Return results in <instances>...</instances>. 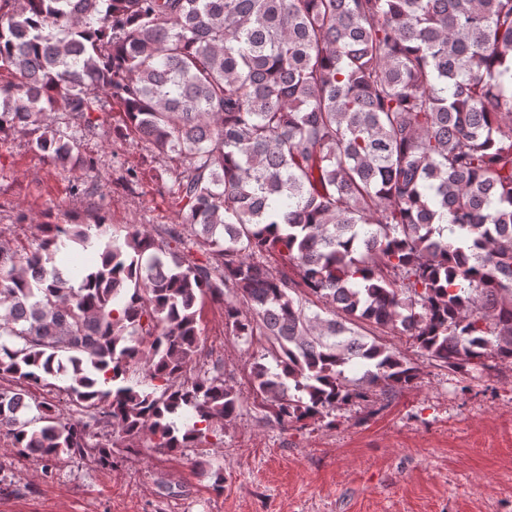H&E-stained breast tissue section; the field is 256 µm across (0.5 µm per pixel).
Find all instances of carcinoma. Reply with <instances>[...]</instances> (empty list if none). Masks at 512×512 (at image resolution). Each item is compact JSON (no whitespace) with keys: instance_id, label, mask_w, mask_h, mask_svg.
Listing matches in <instances>:
<instances>
[{"instance_id":"obj_1","label":"carcinoma","mask_w":512,"mask_h":512,"mask_svg":"<svg viewBox=\"0 0 512 512\" xmlns=\"http://www.w3.org/2000/svg\"><path fill=\"white\" fill-rule=\"evenodd\" d=\"M109 99L118 134L178 155L165 186L201 258L136 226L91 268L58 257L102 219L0 242V434L45 474L143 436L175 454L240 415L197 366L205 296L227 334L265 338L247 380L285 429L413 387L385 333L452 374L512 363V0H0V139L36 135L92 195L53 115L89 132ZM60 375L71 413L26 402Z\"/></svg>"}]
</instances>
